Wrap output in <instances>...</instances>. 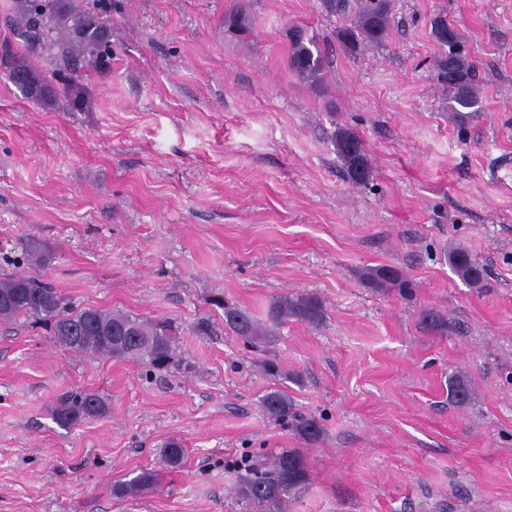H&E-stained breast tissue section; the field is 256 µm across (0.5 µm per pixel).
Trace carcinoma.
<instances>
[{
    "label": "carcinoma",
    "mask_w": 512,
    "mask_h": 512,
    "mask_svg": "<svg viewBox=\"0 0 512 512\" xmlns=\"http://www.w3.org/2000/svg\"><path fill=\"white\" fill-rule=\"evenodd\" d=\"M11 13L23 33L25 45L6 51L0 62L5 76L24 98L42 106L63 104L71 109L86 110L91 105L87 88L76 82L68 71L82 65L106 72L112 66V47L107 27L85 0H11ZM390 29V0H357L355 15L349 25L337 32L341 44L351 52L366 44L384 41ZM433 35L440 46L434 64V78L447 93L448 112L459 126H464L482 111L476 82V69L464 50L459 30L443 18L433 22ZM51 52L59 58V68L49 72L38 58ZM289 68L302 82L323 83L328 57L314 38L302 30L290 35ZM332 141L351 184L365 185L372 176L362 141L350 128L339 126ZM50 250L37 240L28 243L24 260L46 263ZM448 262L459 278L471 288L482 284V268L460 246L448 248ZM363 282L376 292L387 288L405 291L410 281L389 266L367 267L361 272ZM21 317L37 318L50 326L54 340L74 352L112 358H134L148 367L162 370L174 359L171 327L165 322L149 323L141 317L121 311L70 306L52 286L24 274L0 279V323L8 324ZM293 318L311 326L324 319L322 301L313 294L280 295L272 298L266 319L235 306H224V326L253 344L263 343L275 335L281 324ZM448 392L455 403L463 406L473 399L465 376L448 379ZM266 414L290 419L296 432L309 442L315 441L320 428L315 420L299 417L292 411L288 396L279 390L263 398ZM108 413L106 402L95 394L71 392L58 399L51 416L55 424L71 428L87 419ZM184 450L177 440L163 449L164 461L178 465ZM248 476L238 485L241 500L250 512H282L285 498L308 479L307 459L297 449H288L272 460L255 457L249 460ZM153 474L143 471L126 483L112 487L116 495H128L147 489Z\"/></svg>",
    "instance_id": "1"
}]
</instances>
